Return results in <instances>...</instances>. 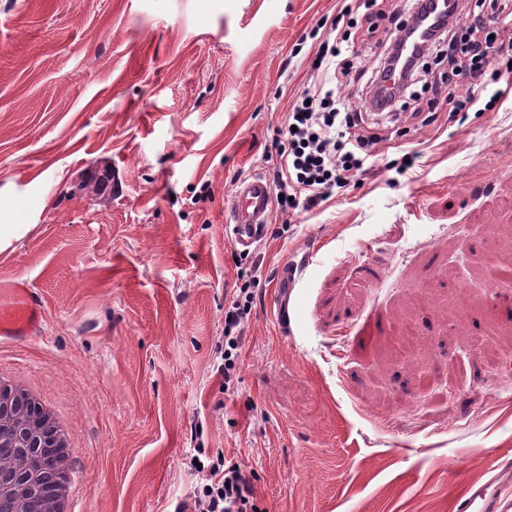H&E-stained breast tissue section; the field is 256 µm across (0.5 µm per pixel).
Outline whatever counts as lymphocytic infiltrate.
Instances as JSON below:
<instances>
[{"mask_svg":"<svg viewBox=\"0 0 512 512\" xmlns=\"http://www.w3.org/2000/svg\"><path fill=\"white\" fill-rule=\"evenodd\" d=\"M495 29H487L481 15L472 14L467 40H459L458 24L453 20L433 23L427 37L412 35L418 43L416 54L403 51L394 30L385 31L374 51H357L360 33L374 34L376 20L383 10L378 0H364V13L342 7L338 25L329 31H313L318 41L315 61L308 66L306 88L289 108L282 129L288 143L280 151L273 169V186L282 214L298 209L312 210L345 192L367 173L376 157L379 139L370 134V121L397 122L407 111L414 84H447L450 116L466 114L476 105L491 112L504 97L498 82L502 73L493 65L496 54L512 52V39L501 42L504 31L512 28V10L501 0H489ZM436 56L446 61L447 72L434 75L424 60ZM365 79L368 91L361 107L346 106L337 96L339 88L353 78ZM471 91L459 94V81ZM258 262L237 264L236 288L224 305L221 336L222 377L225 395H233L239 381L240 357L246 341V328L258 299ZM199 479L188 496L177 502L173 512H263L259 506L253 473L228 460L223 452L207 453L197 448Z\"/></svg>","mask_w":512,"mask_h":512,"instance_id":"1","label":"lymphocytic infiltrate"}]
</instances>
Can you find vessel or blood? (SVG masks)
Returning a JSON list of instances; mask_svg holds the SVG:
<instances>
[{
	"instance_id": "1",
	"label": "vessel or blood",
	"mask_w": 512,
	"mask_h": 512,
	"mask_svg": "<svg viewBox=\"0 0 512 512\" xmlns=\"http://www.w3.org/2000/svg\"><path fill=\"white\" fill-rule=\"evenodd\" d=\"M273 200L270 182L261 175L240 180L224 210L234 244L249 248L263 235ZM45 331L44 299L31 283L0 281V342L37 338ZM459 512H512V460L500 461L489 477L466 487Z\"/></svg>"
}]
</instances>
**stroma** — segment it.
Returning a JSON list of instances; mask_svg holds the SVG:
<instances>
[{
  "mask_svg": "<svg viewBox=\"0 0 512 512\" xmlns=\"http://www.w3.org/2000/svg\"><path fill=\"white\" fill-rule=\"evenodd\" d=\"M338 8L0 0V222L18 228L0 280L32 282L47 320L0 368L62 410L75 512H166L197 437L254 472L264 512H457L512 455L511 96L460 124L417 88L426 122L388 133L361 184L272 209L238 392L220 388L224 209L275 167L306 35ZM305 255L285 328L278 271Z\"/></svg>",
  "mask_w": 512,
  "mask_h": 512,
  "instance_id": "35a3bbf8",
  "label": "stroma"
}]
</instances>
